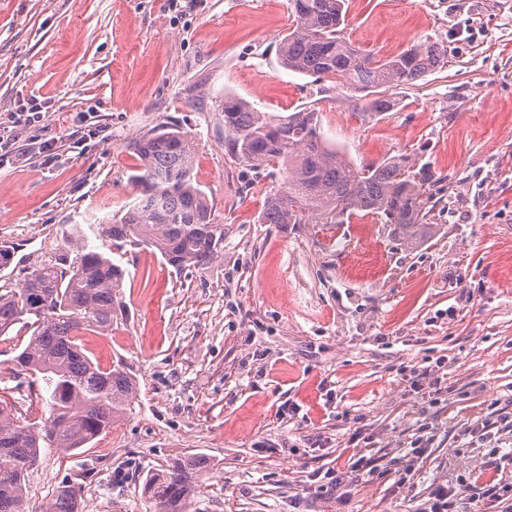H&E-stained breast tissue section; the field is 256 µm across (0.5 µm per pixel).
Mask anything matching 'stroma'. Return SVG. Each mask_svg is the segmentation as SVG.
Listing matches in <instances>:
<instances>
[{
    "label": "stroma",
    "mask_w": 512,
    "mask_h": 512,
    "mask_svg": "<svg viewBox=\"0 0 512 512\" xmlns=\"http://www.w3.org/2000/svg\"><path fill=\"white\" fill-rule=\"evenodd\" d=\"M348 4L345 37L374 57L448 47L392 111L357 115L343 81L281 66L288 0H0V245L15 252L0 287L74 225L111 253L98 227L136 198L132 145L154 130L193 139L224 227L204 266L121 253L112 331L82 343L102 367L128 364L137 399L88 447L42 450L25 512L65 483L82 512H154L146 474L193 453L215 461L198 512H420L434 487L483 470L512 483V0ZM228 96L278 119L314 110L355 165L429 166L423 236L372 214L262 223L284 173L227 155ZM26 341L0 336V399L40 423L43 382L13 365ZM362 457L378 472L352 471Z\"/></svg>",
    "instance_id": "35a3bbf8"
}]
</instances>
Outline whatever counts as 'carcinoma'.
<instances>
[{
    "mask_svg": "<svg viewBox=\"0 0 512 512\" xmlns=\"http://www.w3.org/2000/svg\"><path fill=\"white\" fill-rule=\"evenodd\" d=\"M346 0H288L293 26L280 46L284 68L304 75L344 78L364 96L354 108L390 112L386 91L412 84L448 62V47L429 39L385 59H375L345 39ZM224 145L249 166L282 165V186L266 201L264 224H341L374 214L408 239L425 225L426 166L414 170L406 155L357 167L319 133L317 113L295 112L273 119L249 102L227 96ZM131 175L141 196L101 234L121 252L130 246L159 252L171 266H204L221 252L224 225L214 222L205 192L195 180L194 142L176 128L145 135L134 144ZM68 251L43 262L23 283L0 292V336L21 325L29 333L15 356L18 371L41 377L48 409L44 425L25 424L0 402V512H24L26 475L40 448L73 451L107 432L137 394L122 361L111 368L95 363L81 344L87 332L112 330V313L125 269L88 248L78 227L65 234ZM75 257H70V253ZM204 454L179 456L148 474L142 492L155 512H190L200 477L212 470ZM42 512H81V489L60 487Z\"/></svg>",
    "mask_w": 512,
    "mask_h": 512,
    "instance_id": "obj_1",
    "label": "carcinoma"
}]
</instances>
